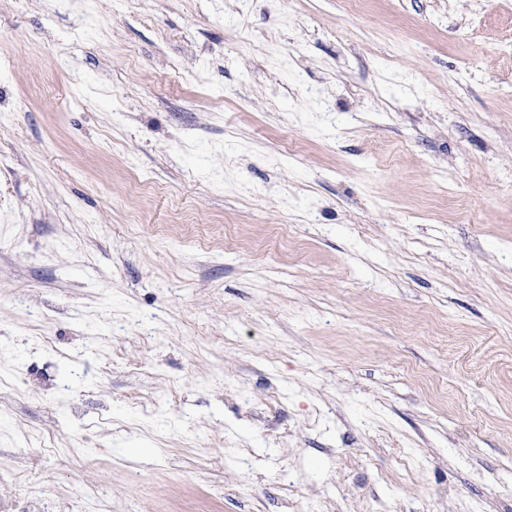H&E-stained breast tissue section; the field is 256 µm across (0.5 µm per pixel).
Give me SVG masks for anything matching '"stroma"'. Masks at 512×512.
Masks as SVG:
<instances>
[{
	"mask_svg": "<svg viewBox=\"0 0 512 512\" xmlns=\"http://www.w3.org/2000/svg\"><path fill=\"white\" fill-rule=\"evenodd\" d=\"M0 512H512V0H0Z\"/></svg>",
	"mask_w": 512,
	"mask_h": 512,
	"instance_id": "1",
	"label": "stroma"
}]
</instances>
